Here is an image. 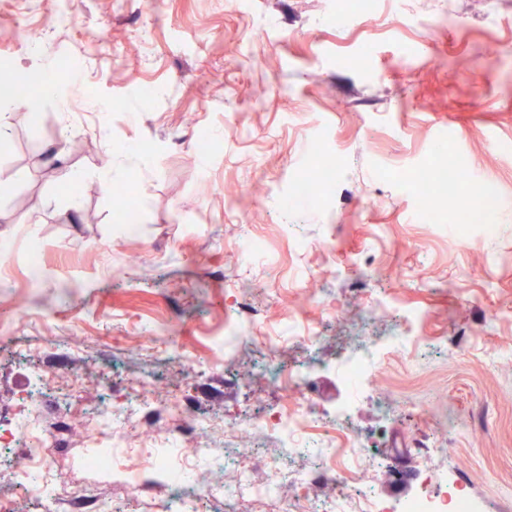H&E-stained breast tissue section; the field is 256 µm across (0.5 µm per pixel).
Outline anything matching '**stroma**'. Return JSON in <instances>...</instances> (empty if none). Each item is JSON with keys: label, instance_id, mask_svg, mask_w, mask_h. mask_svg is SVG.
<instances>
[{"label": "stroma", "instance_id": "obj_1", "mask_svg": "<svg viewBox=\"0 0 512 512\" xmlns=\"http://www.w3.org/2000/svg\"><path fill=\"white\" fill-rule=\"evenodd\" d=\"M68 8L62 27L57 0H0V62L33 75L53 63L60 86L0 107V237L42 255L0 269V425L25 396L95 412L136 377L189 395L201 417L324 413L347 395L339 362L420 308L426 346L385 357L346 423L369 451L367 488L396 502L456 473L484 512H512V0H378L371 19L354 0ZM31 29L45 33L36 51ZM441 145L467 178L433 221L413 220L427 193L414 175ZM321 161L333 178L317 203L284 208ZM107 178L136 182L131 220L116 221ZM481 198L488 232L463 214ZM244 236L270 261L238 254ZM242 293L280 355L256 344L225 359ZM302 323L319 343L292 341ZM294 369L303 392L281 391L275 376ZM429 437L440 452L425 462L412 447Z\"/></svg>", "mask_w": 512, "mask_h": 512}]
</instances>
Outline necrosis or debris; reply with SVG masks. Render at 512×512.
Returning a JSON list of instances; mask_svg holds the SVG:
<instances>
[{"mask_svg": "<svg viewBox=\"0 0 512 512\" xmlns=\"http://www.w3.org/2000/svg\"><path fill=\"white\" fill-rule=\"evenodd\" d=\"M237 318L225 326V358H232L243 343L256 334L257 308L251 297L240 296ZM423 337L407 335L390 338L371 345L345 359L342 379L349 389L366 384L386 353L397 349H416ZM134 396L123 402L97 410L89 424L98 447H121L124 454L138 455L144 460L140 472L111 464L107 456L85 462L84 467L97 474L101 481L122 487L133 499L152 496L165 501L175 483L185 485V492L170 512H202L204 499L213 497L244 499L247 489H255L256 504L249 512H258L257 505L273 496L282 484L295 482L304 489H315L322 482L335 478L343 484L357 483L360 461L366 455L358 443H351L346 455H338L336 439L327 435L328 427L346 420L349 409L341 407L333 416L310 420L295 410L283 409L262 418H237L212 421L193 413V403L185 396L159 399L149 382L137 380ZM138 426V434H128L130 426ZM248 430L253 434L276 439L282 455L294 456L305 452L309 465L299 471L271 466V478L260 487H252L248 474H241L236 485L206 479L200 465L215 460V443L226 435ZM75 434L74 426L49 415L35 401L22 399L16 421L10 429L0 430V446L20 451L13 486L0 487V512H13V489L21 487L41 505V512H113L111 500L102 498L93 486L65 490L49 448L68 447ZM288 512H479L473 494L460 479L439 482L436 488L422 486L419 492L400 506L370 493L359 492L346 503L330 501L319 507L309 499L289 505Z\"/></svg>", "mask_w": 512, "mask_h": 512, "instance_id": "necrosis-or-debris-1", "label": "necrosis or debris"}]
</instances>
